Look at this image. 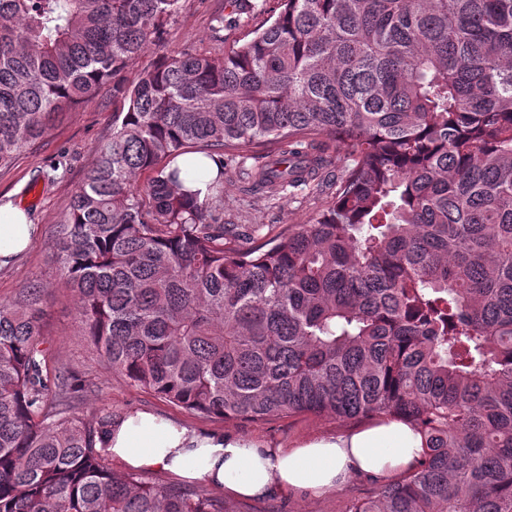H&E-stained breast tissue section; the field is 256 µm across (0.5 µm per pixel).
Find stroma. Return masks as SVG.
<instances>
[{
  "mask_svg": "<svg viewBox=\"0 0 512 512\" xmlns=\"http://www.w3.org/2000/svg\"><path fill=\"white\" fill-rule=\"evenodd\" d=\"M278 11L277 0H263L255 8L237 11L229 0H182L177 17L165 28L160 46L142 56L139 67L130 68L128 78H136L140 66L166 50H189L210 55L249 41L265 28ZM222 32H215L216 23ZM123 103L112 96L111 87L102 88L86 106L68 113L55 127L21 151L12 164L0 170V194L11 193L23 207L38 232L29 248L17 259L0 267V301L14 300L21 288L36 282L46 285L49 294L43 306L42 326L49 345L82 382L96 385L97 395L82 403L85 413L111 410L122 417L148 410L197 431H213L248 437L270 448L288 447L299 440L339 431V423L299 415L279 417L259 423H227L208 419L177 407L166 400L130 386L113 373L96 349L82 335L70 291L60 280L54 242L60 224L66 223L72 196L82 183L96 153L112 132V118ZM245 163L230 162L224 176V221L228 224H271L276 230L291 224L307 223L325 202L326 195L307 187L271 203L268 199L242 192L239 172ZM375 484L366 476H356L335 490L312 493L274 492L257 499L225 496L228 512H350L354 503L373 495Z\"/></svg>",
  "mask_w": 512,
  "mask_h": 512,
  "instance_id": "stroma-1",
  "label": "stroma"
}]
</instances>
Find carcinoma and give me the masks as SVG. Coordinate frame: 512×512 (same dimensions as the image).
<instances>
[{
	"instance_id": "obj_1",
	"label": "carcinoma",
	"mask_w": 512,
	"mask_h": 512,
	"mask_svg": "<svg viewBox=\"0 0 512 512\" xmlns=\"http://www.w3.org/2000/svg\"><path fill=\"white\" fill-rule=\"evenodd\" d=\"M180 3L0 0V168L103 85L123 100L56 242L85 335L203 418L410 425L420 461L352 512H512V0H280L126 82ZM335 152L309 223H224V156L283 199ZM190 155L219 166L202 199ZM46 296L0 302V512H225L104 465L112 412L81 410Z\"/></svg>"
}]
</instances>
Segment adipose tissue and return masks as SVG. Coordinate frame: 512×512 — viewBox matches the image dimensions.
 Segmentation results:
<instances>
[{"label":"adipose tissue","instance_id":"obj_1","mask_svg":"<svg viewBox=\"0 0 512 512\" xmlns=\"http://www.w3.org/2000/svg\"><path fill=\"white\" fill-rule=\"evenodd\" d=\"M36 232L23 210L0 205V264L23 253ZM100 445L127 469L204 479L245 499L275 491L319 494L357 474L393 475L412 467L424 451L420 434L390 419L306 439L290 448H267L248 438L197 432L149 411L113 424Z\"/></svg>","mask_w":512,"mask_h":512}]
</instances>
